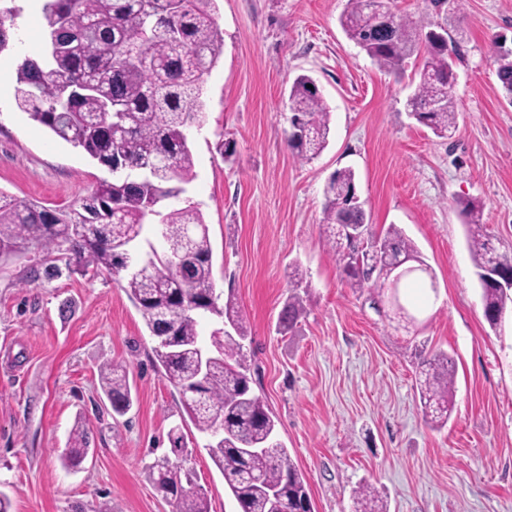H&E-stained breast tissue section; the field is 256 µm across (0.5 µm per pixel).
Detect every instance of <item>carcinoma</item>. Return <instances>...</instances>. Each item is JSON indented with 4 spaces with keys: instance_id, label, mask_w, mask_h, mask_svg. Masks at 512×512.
I'll list each match as a JSON object with an SVG mask.
<instances>
[{
    "instance_id": "1",
    "label": "carcinoma",
    "mask_w": 512,
    "mask_h": 512,
    "mask_svg": "<svg viewBox=\"0 0 512 512\" xmlns=\"http://www.w3.org/2000/svg\"><path fill=\"white\" fill-rule=\"evenodd\" d=\"M215 2L44 0L42 25L50 48L41 58L26 55L18 62V108L107 170L120 164L134 174L147 167L149 177L143 183L104 179L81 202L66 208H48L0 190V255L33 248L43 254L48 278L64 269L82 275L106 270L117 277L156 339V363L178 390L189 420L211 436L205 449L239 512H295L310 494L303 474L277 439L272 412L251 390L241 344L248 336L247 314L233 293L224 298L216 294L208 226L199 207L182 199L194 169L186 129L200 122L205 77L223 53ZM425 3L436 20L416 21L392 8L391 26L380 28L364 19L367 0H346L339 23L388 73L400 77L407 59H419L414 72L418 81L407 105L417 122L449 138L457 130L453 89L460 48L458 41L440 33L438 18L448 15V0ZM19 12L16 6L0 5V53L11 47ZM495 63L505 95L512 96V53L498 52ZM288 102L290 126L304 131L302 137L288 134V147L309 162L328 144L330 112L306 76L294 80ZM354 188L350 169L336 171L324 188L327 246L349 287L362 289L371 282L380 293L389 290L397 296L402 282L429 270L407 272L394 283V264L419 256L394 224L371 234V253L349 254L354 246L337 224L366 220L361 207L347 205ZM165 201L170 205L163 212ZM457 207L484 316L495 330L512 305V286L506 280L489 283L487 273L491 267L511 273L512 254L499 252L484 232L481 201L462 199ZM155 219L163 251L141 252L139 269H124L114 243L141 247L145 226ZM206 314L224 319L234 334L206 346L198 331V317ZM305 315L301 297L289 295L279 314V330H293ZM455 373L454 360L444 352L418 363L420 407L434 428L445 426L451 417ZM99 381L112 412L125 415L133 403L126 366L118 361L103 364ZM221 426L227 429L222 439L214 437ZM88 447L87 433L76 427L61 454L63 466L79 467ZM153 475L173 512H210L207 498L192 489L191 470L164 457L156 461ZM353 503L354 512H386L369 485L354 490Z\"/></svg>"
}]
</instances>
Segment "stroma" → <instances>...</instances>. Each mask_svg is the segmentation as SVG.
I'll return each instance as SVG.
<instances>
[{
	"label": "stroma",
	"instance_id": "stroma-1",
	"mask_svg": "<svg viewBox=\"0 0 512 512\" xmlns=\"http://www.w3.org/2000/svg\"><path fill=\"white\" fill-rule=\"evenodd\" d=\"M345 0H216L223 53L204 86L205 119L190 132L188 195L209 227L214 286L250 321L251 388L277 419L314 512H352L371 484L387 512H512V312L500 330L483 315L456 202L474 198L494 245L512 251V103L496 49L512 50V0H461L446 25L460 43L458 130L440 138L408 112V77L381 71L342 32ZM39 18L0 53L16 86L19 58L41 56ZM311 77L330 113L329 144L298 160L287 145L288 92ZM235 154L224 158L221 142ZM352 168L373 231L400 227L436 279L421 304L409 289L399 318L350 288L324 241V187ZM108 171L8 102L0 114V190L48 207L88 195ZM41 256L0 258V492L11 512H172L152 482L181 426L186 468L210 512H236L179 392L154 363L155 342L114 276L27 279ZM303 282L292 288L293 269ZM307 310L281 332L289 292ZM457 362L455 406L432 428L416 371L437 352ZM116 360L133 405L119 418L99 386ZM89 433L80 467L59 458L76 421Z\"/></svg>",
	"mask_w": 512,
	"mask_h": 512
}]
</instances>
